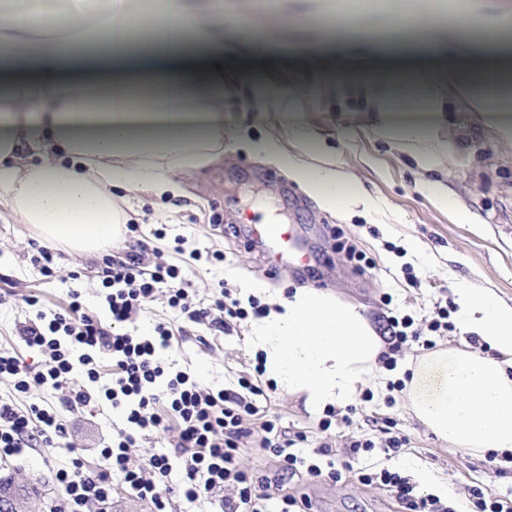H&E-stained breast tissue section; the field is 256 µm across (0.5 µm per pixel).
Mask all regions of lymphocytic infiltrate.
<instances>
[{
  "label": "lymphocytic infiltrate",
  "mask_w": 512,
  "mask_h": 512,
  "mask_svg": "<svg viewBox=\"0 0 512 512\" xmlns=\"http://www.w3.org/2000/svg\"><path fill=\"white\" fill-rule=\"evenodd\" d=\"M99 278L111 326L75 299L60 312L37 311L18 330L23 345L44 356L41 369L26 365L16 349L0 347V376L11 379L17 394L41 390L59 396L58 402L25 408L0 398L1 460L27 448L68 447L63 408L107 405L122 417L111 444L101 451L102 470H87L77 457L56 469L59 493L47 502L46 512H107L117 486L150 503L152 512H171L161 480L175 469L182 474L181 498L196 512H310V500L285 494L284 485L296 477L337 482L349 472L389 493L405 512H512V497L477 488L468 503L445 500L420 492L408 477L373 460L376 452L399 455L409 443L392 435L389 426L379 427L377 440L353 438L342 448L284 426L271 410L262 364L239 375L234 387H206L168 356L183 325L161 322L150 334L131 327L145 304L163 293L186 322L206 325L218 336L238 322L264 317L268 308L257 298L244 303L224 288L210 304H192L181 266L164 261L148 268L139 253L118 262L105 258ZM447 317V310H439L423 331L410 317L390 318L380 363L394 368L396 354L412 344L433 349L434 341L424 333L442 329ZM106 360L112 364L108 374L102 371ZM172 430L178 433L172 451L154 453L142 466L131 464V448ZM251 437L262 450L261 473L239 464L243 442Z\"/></svg>",
  "instance_id": "f902f5d3"
}]
</instances>
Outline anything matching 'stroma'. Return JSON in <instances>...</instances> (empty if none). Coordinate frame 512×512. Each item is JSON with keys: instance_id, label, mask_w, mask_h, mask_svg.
I'll return each instance as SVG.
<instances>
[{"instance_id": "1", "label": "stroma", "mask_w": 512, "mask_h": 512, "mask_svg": "<svg viewBox=\"0 0 512 512\" xmlns=\"http://www.w3.org/2000/svg\"><path fill=\"white\" fill-rule=\"evenodd\" d=\"M324 0H279L272 20L274 47L262 48L261 59L239 54L225 40L219 59L232 78L224 92V143L211 162L179 171L182 195L170 198L172 223L151 224V199L135 200L141 223L123 231L108 255L121 258L130 251L158 254L160 260L181 266L192 301L206 300L222 287L248 297L252 283L263 285L261 302L288 296L307 284L315 273L318 288L360 308L378 334H385L391 316H411L425 327L438 308L448 310L453 328L436 337L437 347H464L469 335L458 328L457 288H487L512 304V147L502 142L496 124L484 120L465 95L449 92L442 118L432 124L429 146L432 166L418 165L390 140L377 136L368 102L361 92L369 81V66L344 50L351 28L362 35L389 25L402 8L399 0H384L355 22L338 19L334 45L317 48L309 22L324 9ZM274 84L288 92L290 111L299 113L317 136L308 143L291 137L277 110L264 109L256 99L259 87ZM309 86L310 94L295 98L292 90ZM275 143L271 155L263 143ZM296 158L309 169L335 170L344 188H360L369 204L349 203L337 196L324 205L306 181L297 178L282 156ZM440 183L448 200H430L422 186ZM298 224L310 272L282 270L268 274L266 249L253 243L246 230L269 222ZM181 253H174L173 245ZM354 245L372 265L360 271L346 255ZM39 243L25 225L10 214L0 215V345L15 346L16 329L35 310H62L79 292L86 311L108 320L98 272L103 257L90 258L58 250L55 274L45 278L34 262ZM223 253V261L212 253ZM37 297L29 306L28 297ZM244 322L231 334L214 336L202 326L189 327L173 341L180 368L213 388L231 387L254 365L245 338ZM423 351L411 347L398 355L395 369L385 371L377 385L367 387L347 427L320 432L319 415L302 395L271 390L272 407L285 424L307 431L311 439L344 443L348 437L374 438L371 417L392 418L393 430L409 437L406 451L389 460V467L407 476L429 472L433 494L468 501L472 487L490 493L512 494V464L486 457L437 439L412 415L405 393L392 389ZM71 449L35 448L0 461V481L25 489L17 498L18 512H44L57 495L54 472L69 452L79 454L87 469L102 464L101 448L112 437L110 407H84L67 414ZM314 512H401L392 507L386 491L347 475L341 481L318 478L306 486Z\"/></svg>"}]
</instances>
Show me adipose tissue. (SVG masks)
Masks as SVG:
<instances>
[{
    "instance_id": "obj_1",
    "label": "adipose tissue",
    "mask_w": 512,
    "mask_h": 512,
    "mask_svg": "<svg viewBox=\"0 0 512 512\" xmlns=\"http://www.w3.org/2000/svg\"><path fill=\"white\" fill-rule=\"evenodd\" d=\"M458 0L417 11L372 35L381 51L402 50L416 30L432 45L442 26L466 25ZM497 18L477 51L494 66L450 85L470 97L512 144L498 96L505 74ZM224 25L183 0H0V209L43 244L78 255L102 252L133 219L123 196L178 195V169L206 164L224 141V73L213 66ZM441 111L427 70L381 73L365 92L380 136L426 153L425 129L393 124L394 92ZM465 331L483 351L439 348L418 358L407 389L415 417L445 442L478 455L512 452V305L480 288H460ZM276 310L247 338L264 376L304 394L316 412L356 403L376 377L381 336L354 306L314 288L276 298Z\"/></svg>"
}]
</instances>
